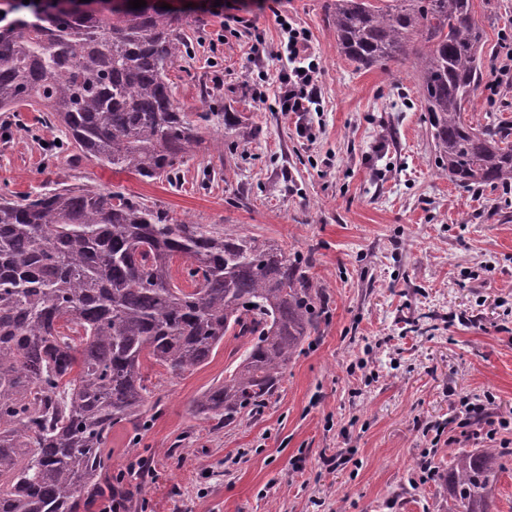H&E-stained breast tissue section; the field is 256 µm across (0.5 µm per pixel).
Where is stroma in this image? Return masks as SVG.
I'll return each mask as SVG.
<instances>
[{
  "label": "stroma",
  "instance_id": "1",
  "mask_svg": "<svg viewBox=\"0 0 512 512\" xmlns=\"http://www.w3.org/2000/svg\"><path fill=\"white\" fill-rule=\"evenodd\" d=\"M173 0L190 50L169 72L177 105L236 113L254 130L201 129L176 180L114 172L56 149V125L0 112V188L17 196L90 185L170 216L282 245L309 260L325 314L279 390L228 426L191 404L223 380L239 340L179 378L148 366L153 422L129 447L112 429L109 484L125 472L128 512H448V450L478 448L452 402L489 396L512 422V188L459 187L439 175L418 72L407 57L370 68L342 53L331 0H279L247 24ZM495 77L512 0H473ZM306 31L320 112L308 133L277 109L282 22ZM224 43L212 48L211 38ZM467 120L512 127V85L478 95Z\"/></svg>",
  "mask_w": 512,
  "mask_h": 512
}]
</instances>
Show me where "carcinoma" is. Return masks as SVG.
<instances>
[{
	"label": "carcinoma",
	"mask_w": 512,
	"mask_h": 512,
	"mask_svg": "<svg viewBox=\"0 0 512 512\" xmlns=\"http://www.w3.org/2000/svg\"><path fill=\"white\" fill-rule=\"evenodd\" d=\"M17 9L0 20V111L49 113L64 144L103 167L177 176L200 129L232 112H184L168 69L183 54L159 6L91 15ZM340 48L363 67L413 56L439 173L460 186L512 183V128L466 120L484 76L472 0H333ZM187 262L190 288L173 274ZM308 261L271 241L219 233L119 191L0 193V512H81L102 493L117 424L148 426L144 362L179 378L231 336L243 350L194 415L256 413L316 332ZM512 449L450 450L449 512H492Z\"/></svg>",
	"instance_id": "cac0c4a2"
}]
</instances>
